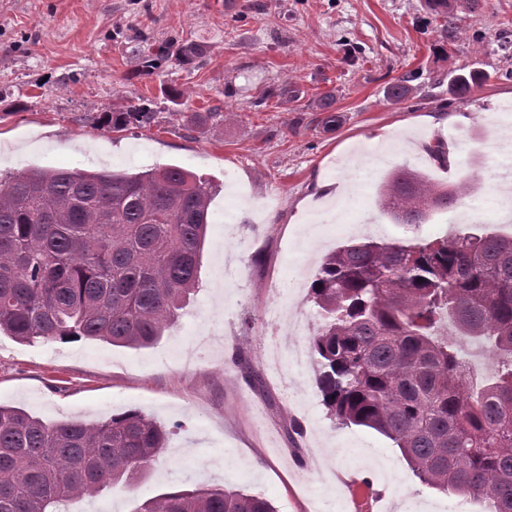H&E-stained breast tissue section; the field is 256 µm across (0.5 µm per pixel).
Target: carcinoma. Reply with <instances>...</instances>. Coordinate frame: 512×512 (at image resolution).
Masks as SVG:
<instances>
[{
	"instance_id": "obj_1",
	"label": "carcinoma",
	"mask_w": 512,
	"mask_h": 512,
	"mask_svg": "<svg viewBox=\"0 0 512 512\" xmlns=\"http://www.w3.org/2000/svg\"><path fill=\"white\" fill-rule=\"evenodd\" d=\"M428 6L453 24L449 0ZM188 55L159 43L142 66L149 73ZM488 78L464 67L449 88L465 100ZM411 91L402 76L387 101ZM153 120L145 106H109L100 124L121 131ZM461 197L404 166L385 178L378 204L394 223L419 225ZM211 200L209 183L176 165L136 173L29 166L0 176V334L156 344L198 290ZM308 300L321 318L309 342L330 415L392 440L426 486L512 512V237L351 241L323 257ZM447 322L488 348L489 374L465 376L440 333ZM167 439L163 424L138 411L47 423L0 403V512H61L77 496L137 488ZM134 512L276 510L259 493L213 485L148 494Z\"/></svg>"
}]
</instances>
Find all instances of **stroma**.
Wrapping results in <instances>:
<instances>
[{"instance_id":"stroma-1","label":"stroma","mask_w":512,"mask_h":512,"mask_svg":"<svg viewBox=\"0 0 512 512\" xmlns=\"http://www.w3.org/2000/svg\"><path fill=\"white\" fill-rule=\"evenodd\" d=\"M453 15L445 33L425 0H236L230 11L220 0H0V174L57 155L85 170L178 165L214 190L199 289L156 345L1 335L0 403L47 422L155 417L169 433L147 482L155 493L218 483L264 494L277 512H324L332 499L356 512L359 487L369 512H482L423 485L387 437L337 424L313 354L294 378L303 406L263 371L269 321L303 347L319 324L307 293L323 256L351 239L383 241L378 189L394 168L467 188L454 210L403 225L400 241L431 226L441 237L512 236V210L472 209L504 190L492 173L512 114V52L502 49L512 0ZM166 39L193 47L188 64L142 72V50ZM465 65L491 79L462 102L448 75ZM402 76L413 91L389 103L385 90ZM170 87L182 97L168 98ZM140 104L155 114L150 126L101 129L106 107ZM444 114L448 127H433ZM438 139L444 168L425 151ZM361 152L374 167L353 226L311 240L306 226L333 205L320 177L346 178ZM231 193L240 210L229 215ZM241 352L262 369L261 387L242 377ZM140 499L116 487L67 509L133 512Z\"/></svg>"}]
</instances>
